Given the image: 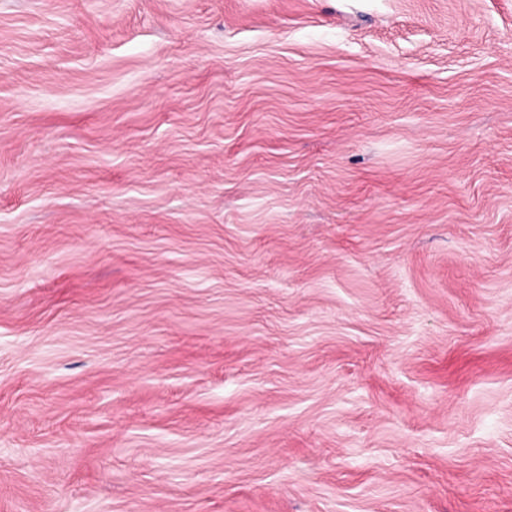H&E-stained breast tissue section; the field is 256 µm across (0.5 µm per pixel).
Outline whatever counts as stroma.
Masks as SVG:
<instances>
[{
	"instance_id": "stroma-1",
	"label": "stroma",
	"mask_w": 512,
	"mask_h": 512,
	"mask_svg": "<svg viewBox=\"0 0 512 512\" xmlns=\"http://www.w3.org/2000/svg\"><path fill=\"white\" fill-rule=\"evenodd\" d=\"M0 512H512V0H0Z\"/></svg>"
}]
</instances>
